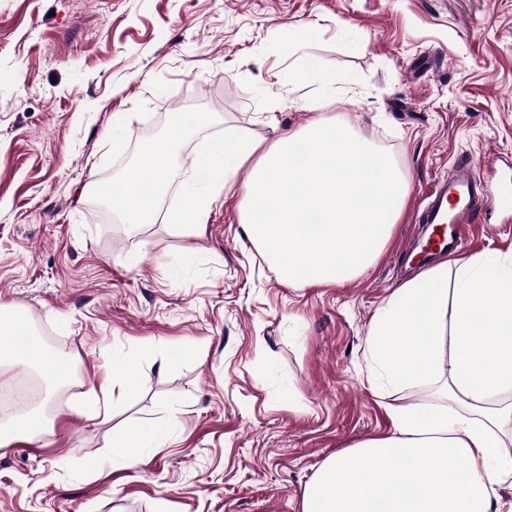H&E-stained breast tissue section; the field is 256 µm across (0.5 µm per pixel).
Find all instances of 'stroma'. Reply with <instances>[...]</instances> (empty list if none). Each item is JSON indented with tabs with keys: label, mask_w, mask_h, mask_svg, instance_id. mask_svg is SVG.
<instances>
[{
	"label": "stroma",
	"mask_w": 512,
	"mask_h": 512,
	"mask_svg": "<svg viewBox=\"0 0 512 512\" xmlns=\"http://www.w3.org/2000/svg\"><path fill=\"white\" fill-rule=\"evenodd\" d=\"M319 62L296 87L293 74ZM308 70V69H307ZM201 122L166 156L168 115ZM128 113L113 128L112 115ZM340 116L407 186L374 267L285 283L242 232L250 165L200 224L103 220L97 184L165 165L178 207L225 135L266 148ZM512 160V0H0V306L54 336L74 387L36 365L47 434L0 446V512H301L321 462L387 434L366 339L379 308L430 266L426 196L457 156ZM512 255V223H476L467 258ZM148 378L109 416L72 410L115 358ZM168 421L132 465L118 431Z\"/></svg>",
	"instance_id": "stroma-1"
}]
</instances>
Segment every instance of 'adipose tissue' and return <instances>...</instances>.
Here are the masks:
<instances>
[{
  "mask_svg": "<svg viewBox=\"0 0 512 512\" xmlns=\"http://www.w3.org/2000/svg\"><path fill=\"white\" fill-rule=\"evenodd\" d=\"M257 151L228 138L196 167L217 193ZM166 190L162 167L96 187L140 225L155 223ZM367 353L378 388L435 385L439 396L391 408L389 433L323 460L302 512H492L512 484V259L441 260L405 281L377 312ZM146 382L133 362L107 373L93 413Z\"/></svg>",
  "mask_w": 512,
  "mask_h": 512,
  "instance_id": "1",
  "label": "adipose tissue"
}]
</instances>
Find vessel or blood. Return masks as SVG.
I'll list each match as a JSON object with an SVG mask.
<instances>
[{"label":"vessel or blood","instance_id":"obj_1","mask_svg":"<svg viewBox=\"0 0 512 512\" xmlns=\"http://www.w3.org/2000/svg\"><path fill=\"white\" fill-rule=\"evenodd\" d=\"M493 213L512 218V185L478 168L470 158L458 160L451 178L430 194L423 212V223L433 227L426 250L431 252L443 245L451 251L460 250L471 224Z\"/></svg>","mask_w":512,"mask_h":512}]
</instances>
